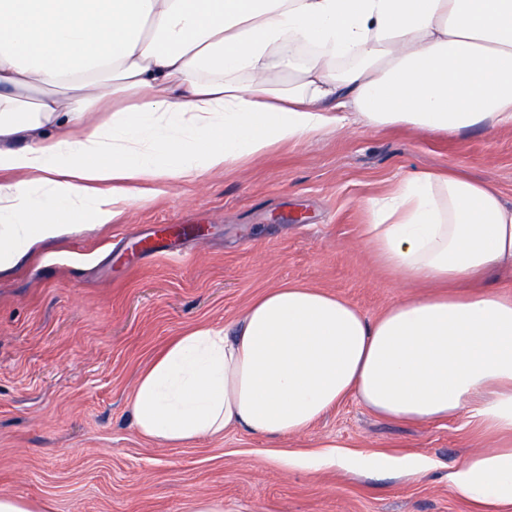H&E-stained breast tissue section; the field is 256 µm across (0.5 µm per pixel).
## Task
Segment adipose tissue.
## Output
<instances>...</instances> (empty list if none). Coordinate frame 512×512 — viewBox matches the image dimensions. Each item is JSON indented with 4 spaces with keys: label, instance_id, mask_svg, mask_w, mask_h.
Masks as SVG:
<instances>
[{
    "label": "adipose tissue",
    "instance_id": "adipose-tissue-1",
    "mask_svg": "<svg viewBox=\"0 0 512 512\" xmlns=\"http://www.w3.org/2000/svg\"><path fill=\"white\" fill-rule=\"evenodd\" d=\"M354 124L512 129V0H0V272L111 223L141 181ZM364 208L378 259L442 293L371 320L318 288L269 289L234 330L156 356L132 397L144 437L295 435L349 397L512 436V293L453 290L512 266V206L490 182L420 170ZM448 482L476 512H512V448Z\"/></svg>",
    "mask_w": 512,
    "mask_h": 512
}]
</instances>
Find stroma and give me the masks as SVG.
<instances>
[{"mask_svg":"<svg viewBox=\"0 0 512 512\" xmlns=\"http://www.w3.org/2000/svg\"><path fill=\"white\" fill-rule=\"evenodd\" d=\"M420 169L490 181L512 204V130L360 126L283 145L150 183L112 223L0 273V494L46 512H190L202 496L224 512H474L448 474L497 441L463 414L412 423L349 398L302 435L239 429L179 446L142 437L132 414L140 373L175 337L231 327L279 284L337 294L371 319L437 293L383 267L362 237L364 201ZM331 442L352 467L301 465ZM407 457L434 468L387 465Z\"/></svg>","mask_w":512,"mask_h":512,"instance_id":"35a3bbf8","label":"stroma"}]
</instances>
